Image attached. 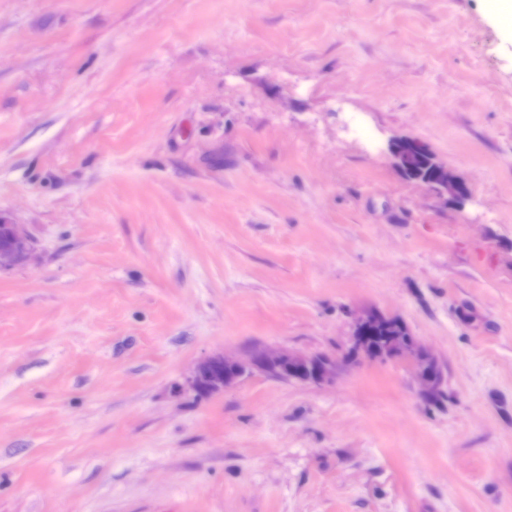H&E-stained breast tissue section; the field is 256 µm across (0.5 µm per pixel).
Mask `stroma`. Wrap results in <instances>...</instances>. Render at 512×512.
<instances>
[{"label": "stroma", "instance_id": "1", "mask_svg": "<svg viewBox=\"0 0 512 512\" xmlns=\"http://www.w3.org/2000/svg\"><path fill=\"white\" fill-rule=\"evenodd\" d=\"M0 218V512H512V0H0ZM415 150L417 154L412 164L405 170L404 175L410 179H427L432 173L430 151L427 146H416ZM434 164L436 166L438 176L434 181H418L429 185L434 193L444 198L448 202V196L456 203L461 197L462 192L465 191V198L468 199V193L463 183L453 173L448 163L439 160L433 155ZM15 238L6 245L0 246V270L2 268L11 267L27 259L29 251L24 237L14 228ZM379 316H381V314L374 313V312H368V313L362 314L356 318L355 324H354L353 347L356 351L362 352L372 359L392 360V359H387L378 354L372 355L369 353V350H368L370 336H365L364 334H365V331L373 324V322ZM372 336H376L374 343L383 348L392 340L404 339L410 336L407 328L395 319H386L380 317ZM412 356L415 360V372L424 392L432 396L439 389V380L435 370V360L420 349L417 344H412ZM312 371H309V368ZM263 373L283 380L321 384L336 377V359L326 354L307 355L288 349H260L246 361L226 355H216L201 361L195 368L192 384L204 391L224 390L246 374Z\"/></svg>", "mask_w": 512, "mask_h": 512}]
</instances>
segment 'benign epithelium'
<instances>
[{"label": "benign epithelium", "mask_w": 512, "mask_h": 512, "mask_svg": "<svg viewBox=\"0 0 512 512\" xmlns=\"http://www.w3.org/2000/svg\"><path fill=\"white\" fill-rule=\"evenodd\" d=\"M438 176L427 182L440 198L458 201L465 191L463 183L453 173L448 163L434 159ZM14 240L0 246V269L11 267L27 259L29 251L24 237L14 231ZM379 317L368 312L358 316L354 324L353 347L369 354L370 337L365 331ZM411 356L415 360V372L424 392L431 396L439 389V380L435 370V360L417 345H412ZM254 372L283 380H295L301 383L321 384L336 377V359L326 354L307 355L287 349H260L246 361L226 355H216L201 361L195 368L192 384L195 388H204L207 392L220 391L236 383L240 378Z\"/></svg>", "instance_id": "obj_1"}]
</instances>
